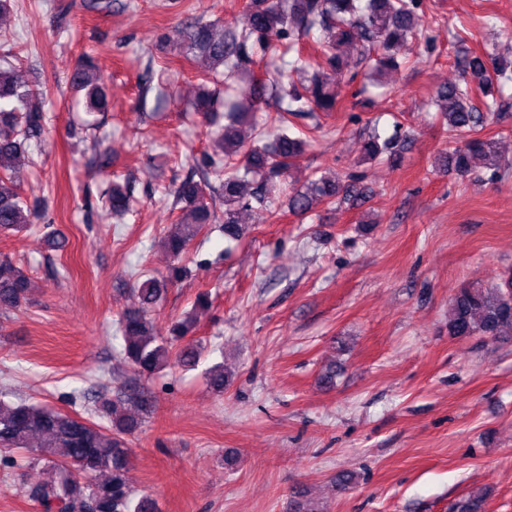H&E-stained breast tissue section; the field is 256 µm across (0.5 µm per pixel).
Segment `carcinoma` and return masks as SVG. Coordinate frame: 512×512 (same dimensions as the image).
<instances>
[{"mask_svg": "<svg viewBox=\"0 0 512 512\" xmlns=\"http://www.w3.org/2000/svg\"><path fill=\"white\" fill-rule=\"evenodd\" d=\"M420 0H249L246 25L218 35L215 24L199 15L177 29L172 45L179 55L203 65L201 82L191 111L205 124L215 123L224 108V126L209 132L212 151L204 152L199 180L186 178L174 189L182 215L178 230L162 239L173 258L167 271L137 283L138 307L118 322L123 345L120 355L137 373L151 376L169 365L173 342L196 326L189 316L175 323L170 337L160 336L151 312L166 289L186 275L182 259L191 242L208 224L223 223L224 234L241 238L246 227L242 210L256 203L268 206L275 193L288 192V211L305 214L319 204L348 197L354 186L332 174L310 178L299 188L283 189L292 161L307 141L288 134V116L334 112L341 99L337 77L347 62L341 47L356 49L359 64L372 75L399 67L397 51L422 36ZM290 53L283 67L263 79L256 66L280 48ZM459 65L471 82L450 83L438 89L434 103L460 143L440 157L441 166L461 178L478 166H501L498 141L478 137L489 115L498 108L489 101L495 85L512 80L496 56L464 55ZM248 83L244 100L230 96L233 83ZM71 87L84 93V112L97 117L109 112L110 100L98 65L91 56L70 74ZM274 125L271 143L252 141L243 128L256 129L258 121ZM43 94L21 85L11 65H0V230L19 231L31 223L30 209L16 184V161L32 141L45 132ZM391 139L369 136L364 145L370 160L389 149ZM106 201L116 216L130 207L126 187L114 182ZM31 279L7 254H0V309L17 310L27 303ZM448 334L451 336L512 335V273L490 288L466 287L450 301ZM97 412L105 426L70 412L0 398V451L25 449L38 440L36 461L49 477L28 489V496L44 512H155L153 499L136 497L127 478L129 451L124 435L135 429L125 400L103 399ZM487 494L470 492L452 503L449 512H486Z\"/></svg>", "mask_w": 512, "mask_h": 512, "instance_id": "obj_1", "label": "carcinoma"}]
</instances>
